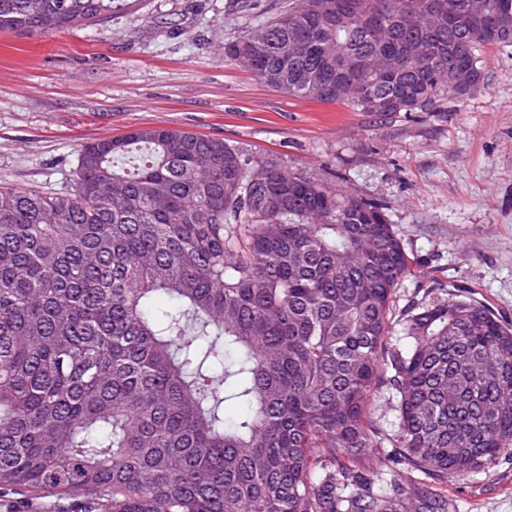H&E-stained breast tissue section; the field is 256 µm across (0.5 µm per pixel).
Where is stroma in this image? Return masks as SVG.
I'll use <instances>...</instances> for the list:
<instances>
[{"label": "stroma", "mask_w": 512, "mask_h": 512, "mask_svg": "<svg viewBox=\"0 0 512 512\" xmlns=\"http://www.w3.org/2000/svg\"><path fill=\"white\" fill-rule=\"evenodd\" d=\"M289 0H134L100 24L0 31V183L70 189L78 150L144 126L255 154L382 206L411 275L393 295L391 349L421 305L457 295L512 324V44L489 49L470 94L374 115L274 91L224 56ZM448 512H512V453L449 478Z\"/></svg>", "instance_id": "obj_1"}]
</instances>
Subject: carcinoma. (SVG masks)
<instances>
[{
  "mask_svg": "<svg viewBox=\"0 0 512 512\" xmlns=\"http://www.w3.org/2000/svg\"><path fill=\"white\" fill-rule=\"evenodd\" d=\"M435 0H302L224 46L290 96L423 112L480 37ZM129 0H0V30ZM375 14L389 28L364 24ZM412 262L384 209L219 138L145 126L81 145L73 186H0V497L84 512H403L362 459L387 384L392 462L443 483L512 448V326L452 299L386 350ZM172 308L156 315V298ZM241 405L229 422L224 403ZM418 512H448L422 490ZM391 393L382 385H376L373 389V399L370 406V419L374 428L392 438L397 429V413L393 410Z\"/></svg>",
  "mask_w": 512,
  "mask_h": 512,
  "instance_id": "1",
  "label": "carcinoma"
}]
</instances>
